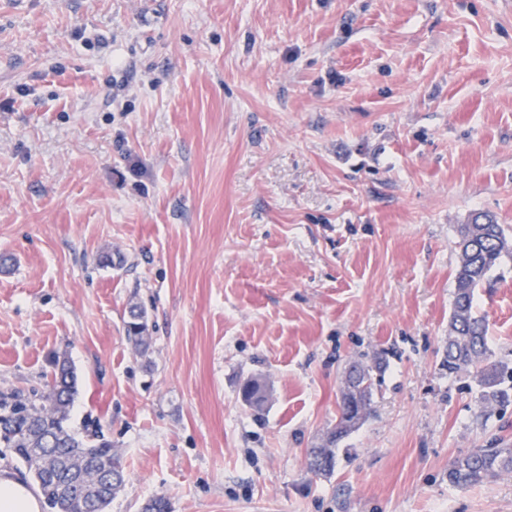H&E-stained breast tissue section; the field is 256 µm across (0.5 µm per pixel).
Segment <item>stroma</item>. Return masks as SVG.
<instances>
[{"mask_svg": "<svg viewBox=\"0 0 512 512\" xmlns=\"http://www.w3.org/2000/svg\"><path fill=\"white\" fill-rule=\"evenodd\" d=\"M478 214L512 238V0H0V392L71 363L67 428L126 472L107 512H512V473L448 481L512 442L440 366ZM475 309L512 366V258ZM126 333L131 343L138 349L147 350L150 345L149 333L145 313L138 307H131L126 321ZM358 365L362 366L364 375L370 383L367 388L362 390H350L347 386L349 378L346 377L345 373L344 385L340 396V410L336 424L326 432L319 446L308 448L306 452V467L314 476L328 477L333 475L336 469L337 443L355 431L370 412L374 390V366ZM362 410H366V415L363 421L359 422ZM263 390H268L267 384L257 378L248 379L242 388L244 402L256 412H261L268 401V397H257ZM512 472V448L504 441L496 448H474L455 457L448 466V481L457 486L483 484Z\"/></svg>", "mask_w": 512, "mask_h": 512, "instance_id": "obj_1", "label": "stroma"}]
</instances>
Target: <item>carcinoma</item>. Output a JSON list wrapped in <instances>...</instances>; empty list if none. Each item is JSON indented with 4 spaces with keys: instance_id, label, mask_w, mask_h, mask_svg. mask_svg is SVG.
<instances>
[{
    "instance_id": "cac0c4a2",
    "label": "carcinoma",
    "mask_w": 512,
    "mask_h": 512,
    "mask_svg": "<svg viewBox=\"0 0 512 512\" xmlns=\"http://www.w3.org/2000/svg\"><path fill=\"white\" fill-rule=\"evenodd\" d=\"M457 248L459 262L442 367L450 374L477 368L474 378L481 407L493 408L511 401L512 395L502 387L506 365L492 359L486 320L475 311V293L503 258L512 257V242L493 218L478 215L460 225ZM126 333L136 348L148 349L151 336L143 310L130 308ZM51 367L44 389L27 395L0 394V443L21 462L54 512H106L125 481L120 456L112 451L111 443L80 438L64 426L77 393V376L66 360L56 358ZM362 369L369 385L362 390L343 386L336 424L320 445L307 449L306 467L315 476L333 475L337 443L361 425L360 412L371 409L374 366ZM265 389V382L247 380L242 388L244 402L262 411L268 398L257 394ZM504 472H512V446L501 441L496 448H474L455 457L448 466V482L478 485Z\"/></svg>"
}]
</instances>
